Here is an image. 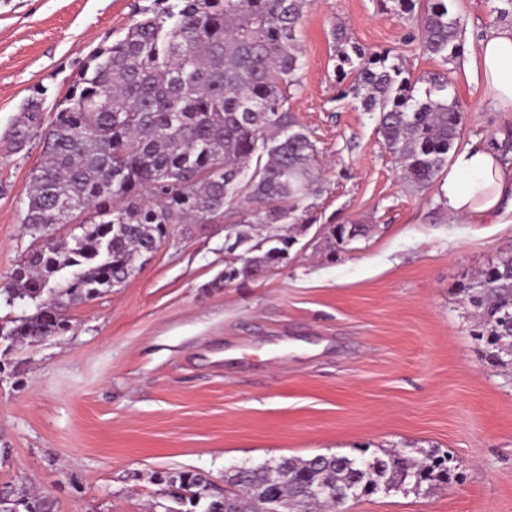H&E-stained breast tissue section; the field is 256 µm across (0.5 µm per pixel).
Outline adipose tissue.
<instances>
[{
  "label": "adipose tissue",
  "mask_w": 512,
  "mask_h": 512,
  "mask_svg": "<svg viewBox=\"0 0 512 512\" xmlns=\"http://www.w3.org/2000/svg\"><path fill=\"white\" fill-rule=\"evenodd\" d=\"M477 69L495 111L512 112V27L486 33L480 41ZM442 199L450 218L482 224L512 213V163L499 145L474 142L456 153Z\"/></svg>",
  "instance_id": "1"
}]
</instances>
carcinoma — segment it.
<instances>
[{"instance_id":"cac0c4a2","label":"carcinoma","mask_w":512,"mask_h":512,"mask_svg":"<svg viewBox=\"0 0 512 512\" xmlns=\"http://www.w3.org/2000/svg\"><path fill=\"white\" fill-rule=\"evenodd\" d=\"M123 36L93 51L55 112L33 95L4 135L8 148H40L20 210L38 245L21 259L0 297L35 302L34 311L4 325L11 342L35 343L68 331L70 305L122 285L140 260L160 247L174 224H217L236 216L251 241L254 224L311 219L307 200L322 191L316 143L288 110L301 87L299 26L309 0H152ZM410 17L423 3L418 35L424 55L448 62L460 49L463 19L454 0H394ZM339 80L355 76L342 95L377 113V131L404 175L432 183L460 138L463 113L448 99L446 73L411 78L346 30L332 32ZM426 84L425 88L418 84ZM78 222L80 234L54 238L47 229ZM366 234L355 224L331 227L344 248ZM294 238L268 236L256 255L225 265L216 280L241 283L288 263ZM480 315L481 339L509 342L512 333V250L463 286ZM361 466L356 459L317 455L283 458L232 472L242 492L211 498L208 479L194 471L157 472L163 512H335L336 500L363 492L426 494L448 482V470L400 450ZM306 484L327 494L307 499ZM51 494L0 490V512H54Z\"/></svg>"}]
</instances>
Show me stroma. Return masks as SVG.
Returning <instances> with one entry per match:
<instances>
[{
	"mask_svg": "<svg viewBox=\"0 0 512 512\" xmlns=\"http://www.w3.org/2000/svg\"><path fill=\"white\" fill-rule=\"evenodd\" d=\"M152 0H0V137L34 90L61 100L88 52ZM496 0H457L463 52L417 49L392 0H313L300 29L301 88L288 108L319 148L326 184L287 265L214 287L228 223L175 225L121 286L70 306L61 336L16 346L0 374V488L49 491L56 512H149L157 471L358 457L450 455L457 480L379 492L346 512H512V371L488 365L460 288L512 249V215L451 222L441 184L403 175L375 113L339 95L333 26L412 75L447 73L457 142L512 137L476 70ZM30 149L0 154V282L31 238L20 222ZM333 224L367 236L329 257Z\"/></svg>",
	"mask_w": 512,
	"mask_h": 512,
	"instance_id": "35a3bbf8",
	"label": "stroma"
}]
</instances>
